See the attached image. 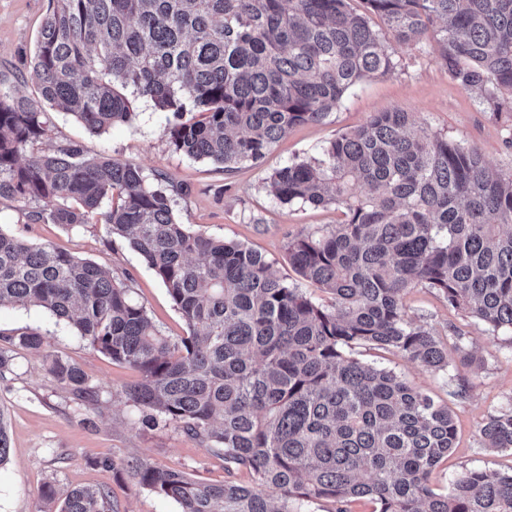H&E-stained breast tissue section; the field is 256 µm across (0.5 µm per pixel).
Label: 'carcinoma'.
<instances>
[{
    "mask_svg": "<svg viewBox=\"0 0 512 512\" xmlns=\"http://www.w3.org/2000/svg\"><path fill=\"white\" fill-rule=\"evenodd\" d=\"M49 0L28 76L40 100L0 91V200L47 206L33 223L101 224L160 278L186 324L162 334L127 285L96 263L0 230V309L36 306L68 321L93 350L140 380L121 394L144 422L172 423L246 484L195 479L142 460L96 464L173 499L180 512H296L320 499L369 497L379 512H512V472H463L444 494L430 475L455 447L456 423L393 371L350 355L391 350L428 370L448 367V344L408 318L418 285L448 305L512 330V174L415 125L399 109L339 133L320 159L277 170L268 190L289 205L343 210L326 233L288 244V261L331 297L325 306L277 276L242 243L190 232L163 176L149 177L74 144L52 146L41 103L92 133L126 124L133 92L156 109L201 119L167 129L176 150L226 171L258 164L286 134L323 122L345 94L394 72L380 16L396 39L431 36L449 75L498 102L512 95V0ZM108 199V208H101ZM464 364L483 359L457 337ZM20 350L83 407L100 388L36 329L0 335V378ZM512 449V408L480 429ZM10 452L0 412V465ZM37 512H114L112 491L44 484Z\"/></svg>",
    "mask_w": 512,
    "mask_h": 512,
    "instance_id": "cac0c4a2",
    "label": "carcinoma"
}]
</instances>
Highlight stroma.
<instances>
[{"instance_id": "35a3bbf8", "label": "stroma", "mask_w": 512, "mask_h": 512, "mask_svg": "<svg viewBox=\"0 0 512 512\" xmlns=\"http://www.w3.org/2000/svg\"><path fill=\"white\" fill-rule=\"evenodd\" d=\"M47 9L48 0H0V86L34 101L39 98L36 86L20 82L18 76L35 51ZM371 23L383 32L395 71L356 86L324 122L291 129L259 165L242 164L227 172L210 161L185 156L167 134L175 121L173 113L157 110L144 98L135 99L131 123L100 134L86 130L71 114L51 110L52 142L77 144L90 156L109 155L147 175L163 174L183 190L175 206L180 223L195 233L244 243L272 261L277 276L298 284L317 302L328 303L327 294L300 280L289 266L287 245L300 235L329 231L344 215L332 206L280 203L267 190L274 172L295 161L320 158L338 133L361 126L375 113L398 108L408 112L416 125L477 149L495 170L512 173V110H495L484 95L454 81L432 38L404 45L387 33L382 18L372 16ZM27 210V204L1 200L0 229L30 244H50L108 268L128 286L133 299L144 304L164 335L175 340L185 335V322L162 281L124 239L107 234L100 224L74 230L32 224L26 219ZM403 304L415 324L432 329L446 342L462 336L466 348L476 349L484 359L481 368L473 369L454 354L447 370L431 371L374 346L352 351L362 362L392 370L454 415L456 446L432 472L431 487L446 492L469 469L511 471L512 449L483 447L480 428L491 414L512 403V331L488 330L478 319L449 307L441 293L422 285L408 290ZM26 328L46 333L54 350L79 364L107 396L93 416V425H83L76 403L48 374L44 357L18 352L13 372L0 379V409L8 417L10 436L9 459L0 466V512H36L38 490L48 481L69 489L111 488L116 512H180L174 500L98 466L96 460L103 456L136 457L186 470L208 482L224 479L222 461L198 440L171 425H143L141 410L120 394L138 380L135 369L89 348L74 328L48 310H0V331Z\"/></svg>"}]
</instances>
